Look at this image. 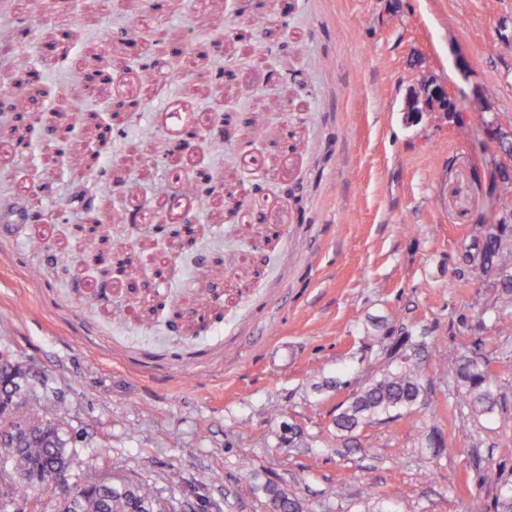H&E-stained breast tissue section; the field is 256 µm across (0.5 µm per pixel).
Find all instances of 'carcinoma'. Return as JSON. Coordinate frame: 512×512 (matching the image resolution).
Segmentation results:
<instances>
[{
	"label": "carcinoma",
	"mask_w": 512,
	"mask_h": 512,
	"mask_svg": "<svg viewBox=\"0 0 512 512\" xmlns=\"http://www.w3.org/2000/svg\"><path fill=\"white\" fill-rule=\"evenodd\" d=\"M482 253V267L494 271L499 277L501 293L499 308L504 314L497 317L498 335H512V317L505 310L512 307V246L500 235L488 232L472 239L466 252ZM450 376L461 394L463 405L472 416H489L497 404L493 379L485 364L468 356H460L450 369ZM426 392V380L418 362L400 359L395 369L381 374L371 382L353 392L336 416V430L354 432L368 426L383 415H391L400 409H409L421 401ZM16 418L22 421L35 420L36 433L20 449L7 467L30 479L41 469L68 468L69 451L55 421L40 417L39 410L32 406ZM485 478L499 488L504 512H512V481L498 473ZM128 490H103L95 485L84 492L80 507L72 509L61 504L59 512H143V504L156 499L153 487L144 482H131ZM272 502L278 512H300L298 502L287 493L270 489Z\"/></svg>",
	"instance_id": "1"
}]
</instances>
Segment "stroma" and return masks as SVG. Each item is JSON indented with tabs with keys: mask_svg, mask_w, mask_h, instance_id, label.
<instances>
[{
	"mask_svg": "<svg viewBox=\"0 0 512 512\" xmlns=\"http://www.w3.org/2000/svg\"><path fill=\"white\" fill-rule=\"evenodd\" d=\"M127 27L164 42L148 71L127 65ZM63 33L65 56L42 61ZM97 57L112 81L91 93L82 76ZM220 62L235 72L221 86ZM274 68L304 85L270 82ZM419 73L456 111L407 121ZM0 85L24 115L0 114V213L44 212L0 222V353L69 440L67 488L109 471L152 483L167 512H272L271 486L302 512H495L482 474H512V335L495 328L496 274L460 257L484 232L512 241V203L489 188L490 133L512 136V0H169L162 14L148 0H0ZM118 97L141 109L116 119L99 155L111 188L94 195L91 233L78 196L96 131L62 155L44 141L72 126L73 100ZM228 107V145L168 151ZM200 170L224 184L201 202L187 186ZM252 182L260 192L228 215L229 193ZM188 211L193 242L158 238L155 224ZM124 212L138 230L108 223ZM101 251L167 281L103 285ZM405 332L426 339L402 348L424 366L425 396L337 432L340 405L390 368ZM463 354L488 366L492 415L456 405L448 368ZM432 432L445 447L425 446Z\"/></svg>",
	"mask_w": 512,
	"mask_h": 512,
	"instance_id": "1",
	"label": "stroma"
}]
</instances>
